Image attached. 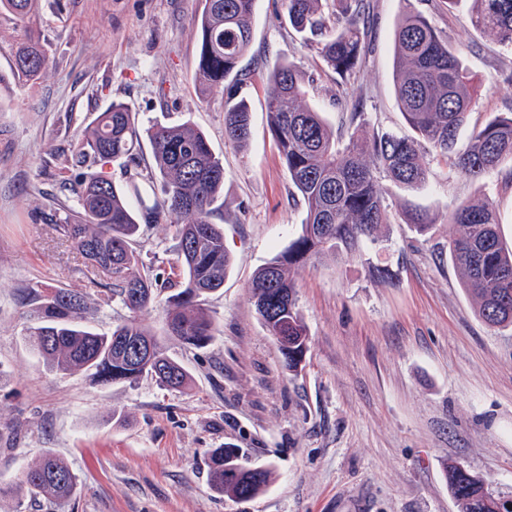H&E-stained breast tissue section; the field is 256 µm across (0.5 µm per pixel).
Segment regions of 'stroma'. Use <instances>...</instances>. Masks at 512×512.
Returning <instances> with one entry per match:
<instances>
[{"instance_id": "1", "label": "stroma", "mask_w": 512, "mask_h": 512, "mask_svg": "<svg viewBox=\"0 0 512 512\" xmlns=\"http://www.w3.org/2000/svg\"><path fill=\"white\" fill-rule=\"evenodd\" d=\"M370 51L340 80L288 24L280 0H256L247 78L200 97L194 81L204 0H46L37 24L52 64L37 83L11 74L13 23L0 16V479L44 450L66 458L81 482L65 508L45 498L23 512H458L447 464L512 497V330L485 325L448 257V214L479 195L495 198L512 241V186L500 173L449 177L433 163L427 183L386 187L379 243L340 262L299 269L297 304L309 335L298 371L285 367L248 286L254 271L301 230L304 207L268 130L267 78L290 63L310 75L307 102L336 129L362 101L367 130L407 134L393 85L394 33L409 9L423 14L477 76L481 92L459 136L512 112V51L476 31L468 6L446 0H368ZM246 99L245 151L224 141V96ZM142 127L193 122L224 161V245L234 267L208 302L214 338L202 349L166 340L189 372L188 389L149 378L96 384L50 370L25 344L32 324L19 302L33 282L86 293L83 323L110 331L126 314L91 283L72 243L48 224L56 201L75 205L53 156L112 102ZM424 208L415 233L403 211ZM173 230L143 227L145 266L164 269ZM393 274L381 281L374 267ZM240 449L275 480L243 501L208 482L214 449Z\"/></svg>"}]
</instances>
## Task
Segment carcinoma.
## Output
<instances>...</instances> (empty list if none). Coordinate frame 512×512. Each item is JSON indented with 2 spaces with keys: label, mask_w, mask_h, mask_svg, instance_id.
<instances>
[{
  "label": "carcinoma",
  "mask_w": 512,
  "mask_h": 512,
  "mask_svg": "<svg viewBox=\"0 0 512 512\" xmlns=\"http://www.w3.org/2000/svg\"><path fill=\"white\" fill-rule=\"evenodd\" d=\"M40 2L0 0V14L13 20L17 31L11 69L25 83L36 82L48 68L46 50L34 30ZM255 2L205 0L196 63L201 92L223 90L232 74L244 81L237 66L252 39ZM327 2L282 0L288 23L317 39L325 63L345 78L361 62L364 32L359 10L352 9L361 0H333L334 15L324 11ZM469 2L472 27L512 49V0ZM393 81L412 135L366 130L357 101L348 113L354 131L343 143L322 113L306 104L301 71L282 64L268 78L269 130L305 216L298 237L257 268L249 288L255 311L290 371L301 366L309 343L297 309L295 273L306 265L342 260L363 242L379 240L382 225L388 223L382 180L415 191L426 183L431 164L443 161L452 176L476 179L504 169L512 183V113H499L474 127L467 147L456 149L481 86L441 32L412 11L401 16L395 30ZM249 136L248 106L231 95L224 100V139L242 151ZM144 137L154 166L135 173L124 187L93 171L110 159L140 165ZM63 165L73 172L71 192L79 209L67 211L52 230L74 244L85 266L106 276L112 295L129 315L110 333H96L82 325L85 294L36 283L20 296L35 318L25 337L28 348L59 374L82 371L102 385L149 377L164 389L184 388L188 372L167 354L145 315L162 307L165 335L189 348H204L212 341L213 321L204 302L224 288L233 264L224 247V230L213 223L224 189L223 161L191 122H156L144 129L128 104L114 102L83 130ZM132 200L145 223L174 227L175 259L163 288L158 276L140 267L135 241L141 224L130 209ZM406 217L417 233L428 231L427 213L408 210ZM448 223V254L479 318L492 328H511L512 244L502 235L495 200L484 196L462 203L448 214ZM238 455L236 448L213 452L210 487L229 498L257 497L269 487L272 471L251 473L240 466L224 473L225 459ZM446 476L459 512H500L503 498L489 492L480 477L456 464L447 465ZM77 488L69 465L45 450L14 479L0 481V499L10 496L15 512H21L29 497L63 505Z\"/></svg>",
  "instance_id": "cac0c4a2"
}]
</instances>
